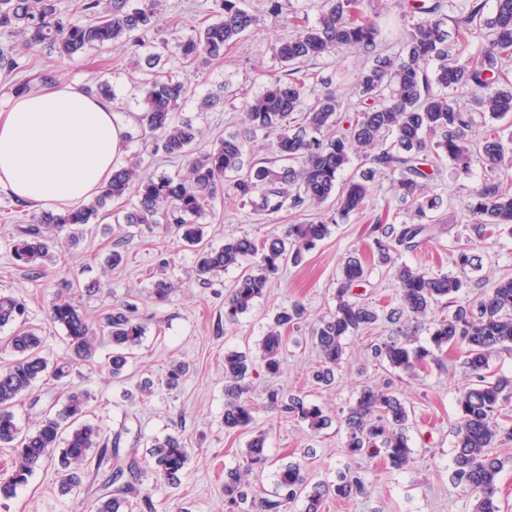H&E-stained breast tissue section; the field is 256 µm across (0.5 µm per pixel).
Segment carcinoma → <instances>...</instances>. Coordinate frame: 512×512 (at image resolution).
Here are the masks:
<instances>
[{
	"instance_id": "obj_1",
	"label": "carcinoma",
	"mask_w": 512,
	"mask_h": 512,
	"mask_svg": "<svg viewBox=\"0 0 512 512\" xmlns=\"http://www.w3.org/2000/svg\"><path fill=\"white\" fill-rule=\"evenodd\" d=\"M467 2L468 7L453 17L460 45H466L469 35L482 28L487 30L488 40L477 58L465 62L448 45L443 29L444 0H431L427 5L407 2L418 19L404 32L402 51L394 56L379 50L375 14L364 9V0H326L316 25L276 41L274 51L288 71L245 104V119L253 130L272 137L274 154L289 162L278 170L245 164L244 144L237 134L194 154L193 127L173 119L177 102L187 94L185 85L154 79L146 91L138 124L156 139V149L170 158L186 160V174L155 176L142 172L136 163L116 168L112 180L90 204L63 213L45 212L21 228L12 246L16 265L35 277L45 275L44 261L57 246L47 233L51 225L88 224L109 201L129 194L137 198V204L125 214L124 223L163 224L188 244L200 246L197 270L203 279L217 277L231 267L244 269L224 300V323L231 325L264 294L286 263H300L304 253L329 234V225L324 221L290 224L282 237L258 241L241 236L225 240L219 248L204 246L203 225L196 219L224 191V184H230L234 194L257 215L321 204L339 186L337 213L345 216L366 207L375 177L386 178L396 200L414 207L409 220L401 224H386L379 217L371 225L374 252L379 262L386 264L392 255L415 250L434 237L436 225L428 212L442 204L443 198L429 192L432 174L424 167L437 169L448 161L466 170L474 157L490 170L500 171L501 176L485 181L473 194L468 204L473 229L480 237L502 230L512 234V136L507 138L503 130L494 128L477 142L468 138L474 113L495 120L512 115L508 70L512 63V0H495L489 13L485 12L487 0ZM215 3L217 19L177 43L182 57L220 58L258 21L240 6V0ZM80 8L94 22H70L55 0H0V29L19 30L29 48L48 46L59 56L70 57L123 37L138 39L149 31L157 14L155 0H141L139 7L130 5L129 0H81ZM343 48L360 49L371 59L358 76V86L372 101L356 112L344 129L340 128L342 103L336 91L328 90L313 104L305 105L307 75L299 67L305 60ZM432 63L435 69L431 72ZM445 89L472 92L470 106L458 105L443 93ZM354 156L370 160L375 168L341 179ZM366 277L361 259L347 257L336 288V307L311 331L319 357L312 378L320 386L335 383L346 340L373 329L380 319L376 307L354 292ZM395 277L398 303L389 309L386 319L401 324L400 335L372 343L371 357L415 374L439 364L435 352L445 347L463 349V366L471 383L456 399L451 481L477 495L474 512H497L499 476L512 459L500 457L492 449L512 441V426L499 421L502 403L512 397V376L490 375L488 368L492 358L512 351V278L499 281L473 302L461 303L457 296L463 281L451 273L404 266L395 270ZM443 299L453 311L430 321L427 344L414 342V334L429 318L432 306ZM25 312L22 302L0 294V327L16 325L6 339L14 360L0 370V447L12 452L11 473L0 479V500L12 498L48 461L54 462L60 490L70 491L80 484L81 467L94 449L98 464L112 465L113 481L127 474L136 477V453L122 459L119 438L111 439L84 421L87 398L81 392H70L55 414H45L34 430L21 432L10 411L13 403L28 395L38 379L59 381L68 373L67 366L51 365L41 356L42 337L25 326ZM49 314L81 360H91L101 338H106L112 346L109 367L114 376L122 373L129 350L139 345L145 334L129 304L115 305L103 317L101 337L69 298L55 297ZM303 315L304 308L297 302L282 306L256 351L224 354V429L252 433L241 452L242 462L224 472L226 512H245L247 503L254 512H287L289 505L301 498L306 501L305 512H322L330 496L345 502L368 496L364 475L350 465L337 473L336 481L308 491L301 465L288 462L276 472L273 495L248 498L247 476L264 471L268 464L267 434L255 429L257 407L248 397L252 375L276 377L283 372L288 330ZM266 400L285 418L306 423L315 434L332 424L322 408L298 395L271 388ZM340 426L349 459L380 458L398 471L411 465L409 411L390 384L362 386L355 402L343 412ZM149 456L154 473L171 485L180 481L189 461L188 448L176 436L155 443ZM131 490L128 481L121 491L97 497L95 512H125L126 495Z\"/></svg>"
}]
</instances>
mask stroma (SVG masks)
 <instances>
[{"instance_id": "35a3bbf8", "label": "stroma", "mask_w": 512, "mask_h": 512, "mask_svg": "<svg viewBox=\"0 0 512 512\" xmlns=\"http://www.w3.org/2000/svg\"><path fill=\"white\" fill-rule=\"evenodd\" d=\"M276 1L282 6L278 13L272 9ZM246 6L257 15L258 22L220 59L201 55L186 60L173 49L177 40L190 37L195 29L214 21L213 0H160L156 23L140 45L119 42L65 58L46 49H28L19 34L0 30V48H13L24 63L20 70L0 73V102L7 101L20 83H37L42 73L50 70L57 80L80 84L92 93L98 92L101 83H108L116 111L129 114L140 111L146 83L157 70L189 88L173 117L176 122L192 124L197 132L196 149L209 148L224 136L238 133L247 137L246 161L270 160V141L263 132H249L244 105L284 71L273 50L276 40L295 34L294 18L315 24L325 4L323 0H246ZM377 12L384 53L399 52L411 16L404 14L396 0H385ZM152 54L161 57L156 69L132 66V57ZM367 63L366 54L354 48L305 63L309 75L306 102H313L327 89H335L343 101L342 119L352 118L361 107L357 76ZM124 159L140 164L148 173L175 174L185 169L184 160L156 151L152 138L138 128L129 135ZM490 177L477 160L466 172L449 163L442 165L433 186L444 198L435 219L445 230L421 248L401 252L391 267L370 260L372 240L368 235L376 217L387 216L392 224L408 219L405 210L395 203L388 182L375 183L365 209L344 219L336 218V202L332 199L317 207L259 216L232 192L218 195L200 219L206 242L215 248L233 237L281 235L292 224L318 220L331 223L329 235L306 254L303 263L284 269L232 326L224 323V296L239 277V270H228L210 284H201L194 248L158 225L124 224L132 197L112 200L100 210L97 218L85 226L76 245L68 243V228L56 229L63 248L49 263L46 275L35 280L15 265L10 242L21 227L30 224L37 211L0 193V293L25 303L28 326L36 328L43 338L44 357L59 362L70 355L63 331L51 323L48 313L52 299L61 293L96 318L113 303H134L146 325L145 336L132 349L120 377L109 373L112 348L102 345L92 361L73 365L64 381H38L30 395L18 399L12 411L19 427L30 429L45 412L59 409L67 390L85 392L89 397L88 422L100 426L108 436L119 437L121 447L138 451L140 471L128 496L126 512H140V500L147 493L152 496L155 512H224V472L238 466L248 440L246 434L224 428V354L255 350L279 307L297 301L306 308L307 318L289 335L283 374L253 378L256 426L267 433L271 462L263 473L252 478L251 493L271 494L276 471L288 462L300 463L310 487L335 480L348 462L338 426L315 434L305 423L284 419L267 403L268 388L280 387L301 395L307 403L338 418L355 401L362 385L389 382L414 420L409 431L412 465L398 472L377 460H360L369 485L368 497L354 502L331 498L325 501L323 512H472V494L450 481L453 429L458 419L456 397L470 381L459 351L453 348L440 352L442 367H429L414 377L393 370L368 352L371 341L390 333L388 324L382 322L372 331L348 338L336 383L327 389L310 381L318 361L310 331L321 317L334 310L336 280L350 255L366 259L368 274L361 291L376 303L395 296V266H422L433 272L454 270L453 251L460 244L469 245L480 259L477 269L464 274L460 299L473 298L499 280L512 277V235L496 233L480 240L468 222L469 196ZM116 247L121 248L124 260L111 267L106 260ZM163 259L169 262L167 276L175 290L169 302L159 303L151 288ZM92 284L96 292L86 293V286ZM177 361L189 366L179 387L170 390L159 386L151 396L140 395L137 386L141 381L163 377ZM170 435L183 440L190 451L182 481L176 487L160 484L147 463L151 445ZM108 479V471L86 465L81 486L64 495L52 466L47 465L36 470L14 497L1 500L0 512H92L96 491Z\"/></svg>"}]
</instances>
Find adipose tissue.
Returning a JSON list of instances; mask_svg holds the SVG:
<instances>
[{"label":"adipose tissue","instance_id":"ef3b65f1","mask_svg":"<svg viewBox=\"0 0 512 512\" xmlns=\"http://www.w3.org/2000/svg\"><path fill=\"white\" fill-rule=\"evenodd\" d=\"M133 123L75 83L39 85L0 103V191L58 211L99 193Z\"/></svg>","mask_w":512,"mask_h":512}]
</instances>
